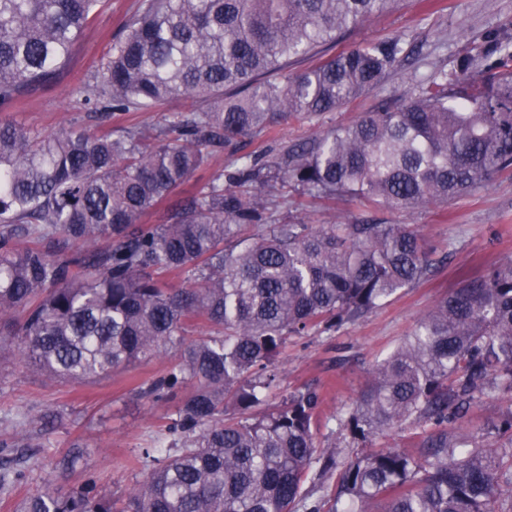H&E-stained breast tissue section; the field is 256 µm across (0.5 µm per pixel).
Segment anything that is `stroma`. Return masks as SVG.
<instances>
[{
    "label": "stroma",
    "instance_id": "obj_1",
    "mask_svg": "<svg viewBox=\"0 0 512 512\" xmlns=\"http://www.w3.org/2000/svg\"><path fill=\"white\" fill-rule=\"evenodd\" d=\"M141 2L104 0L54 81L23 94L1 108L0 115L42 135L69 129L92 134L134 124L159 125L171 113L184 110L189 101L180 96L149 112L111 117L75 102L76 90L98 79L111 42L121 36L125 22ZM501 27H512V0H398L392 10L361 24L346 42L352 45L401 34L422 46L421 59L336 111L279 124L269 139L291 146L352 122L361 113L375 110L384 99L407 98L413 89L412 73L423 74L434 66L455 69L487 31ZM288 218L316 227L339 218L351 224L366 219L411 224L419 228L425 249L435 258L446 242L454 244L452 255L432 277L400 290L366 318L335 333L289 337L281 356L280 388L268 402L274 405L295 390L316 388L322 400L317 440L324 446L331 443L333 430L366 385L372 367L414 332L439 299L456 288L462 277L512 263V172L500 174L445 206L430 205L406 213L375 210L346 199L303 198L291 205ZM175 362L168 355L116 369L94 383L61 384L32 371L18 358L0 360V473L23 474L22 480L0 489V512H14L16 502L45 486L65 492L93 478L107 493L119 496L142 480L138 456L145 448L167 447L170 436L163 429V419L172 406L141 398L138 389ZM54 409L64 410L65 425L48 422L47 414ZM77 440L84 446L82 458L66 479H57L54 461Z\"/></svg>",
    "mask_w": 512,
    "mask_h": 512
}]
</instances>
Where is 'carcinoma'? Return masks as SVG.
I'll use <instances>...</instances> for the list:
<instances>
[{
	"label": "carcinoma",
	"mask_w": 512,
	"mask_h": 512,
	"mask_svg": "<svg viewBox=\"0 0 512 512\" xmlns=\"http://www.w3.org/2000/svg\"><path fill=\"white\" fill-rule=\"evenodd\" d=\"M395 2L143 0L77 103L147 112L184 95L188 109L92 136H41L0 118V337L58 382L178 358L142 391L178 400L165 425L172 442L143 450L144 477L120 502L92 481L64 496L32 492L15 512H372L374 502L381 512H512L511 263L439 300L342 420L363 443L408 422L421 429L415 447L340 464L336 443L318 450L316 389L266 407L287 337L337 331L435 268L414 227L285 222L288 198L412 212L512 170L508 29L455 72L412 75L401 102L300 144L240 153L284 121L382 86L420 53L402 36L334 53ZM101 6L0 0V107L52 82ZM221 151L231 165L178 196ZM154 214L158 223H143ZM168 274L185 286L171 287ZM196 322L209 332L191 338ZM484 395L509 402L493 439L463 426ZM339 465L340 496L308 504L309 472Z\"/></svg>",
	"instance_id": "obj_1"
}]
</instances>
